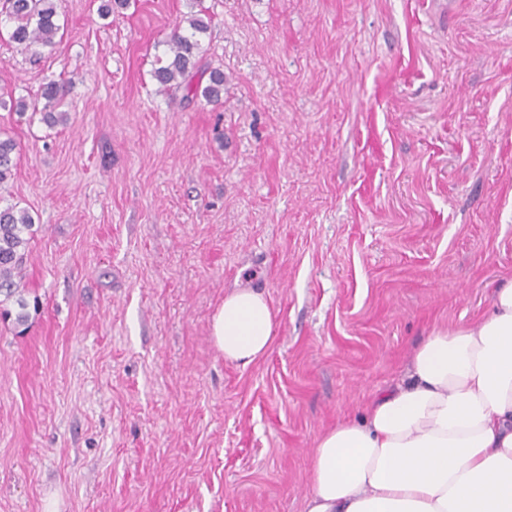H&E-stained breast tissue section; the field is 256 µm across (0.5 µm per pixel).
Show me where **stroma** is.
<instances>
[{
    "instance_id": "obj_1",
    "label": "stroma",
    "mask_w": 512,
    "mask_h": 512,
    "mask_svg": "<svg viewBox=\"0 0 512 512\" xmlns=\"http://www.w3.org/2000/svg\"><path fill=\"white\" fill-rule=\"evenodd\" d=\"M55 3L54 46L0 39L39 301L0 320V512H305L320 437L512 280V0H201L217 104L150 75L190 0ZM242 286L246 367L210 336ZM65 95L66 89L62 82L52 80L41 87V97L46 101L45 112L42 113L41 119L48 127L66 124L68 113L65 111L55 112L62 105ZM275 335L272 308L254 288H237L224 297V303L211 318V336L224 360L250 365L271 348Z\"/></svg>"
}]
</instances>
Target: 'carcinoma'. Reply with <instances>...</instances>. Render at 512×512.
I'll return each mask as SVG.
<instances>
[{"label": "carcinoma", "mask_w": 512, "mask_h": 512, "mask_svg": "<svg viewBox=\"0 0 512 512\" xmlns=\"http://www.w3.org/2000/svg\"><path fill=\"white\" fill-rule=\"evenodd\" d=\"M11 22L7 31L8 41L20 50L35 45L51 47L61 26L57 20L55 0H0V17ZM190 33H182L183 26ZM209 27L205 10L191 11L176 24L167 40L166 58L156 59L151 72L158 90L165 92L176 85L184 90V98L203 97L217 102L224 95V72L213 69L207 73L199 70L197 55L200 50L196 35ZM66 95L64 83L49 81L41 87L45 100L42 121L50 128L64 125L68 113L58 110ZM14 139L0 138V184L11 178L15 167ZM34 219L25 208L17 205L0 206V318L10 320L15 327L26 328L30 319L29 303L20 288L34 235Z\"/></svg>", "instance_id": "obj_1"}]
</instances>
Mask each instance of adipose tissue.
<instances>
[{"instance_id":"ef3b65f1","label":"adipose tissue","mask_w":512,"mask_h":512,"mask_svg":"<svg viewBox=\"0 0 512 512\" xmlns=\"http://www.w3.org/2000/svg\"><path fill=\"white\" fill-rule=\"evenodd\" d=\"M275 335L255 289L225 296L211 336L247 366ZM306 512H512V283L479 321L436 329L406 375L340 422L311 456Z\"/></svg>"}]
</instances>
